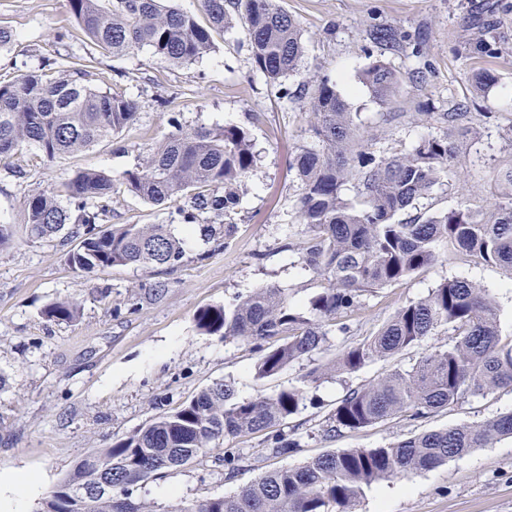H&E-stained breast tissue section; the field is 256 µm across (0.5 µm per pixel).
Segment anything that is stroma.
<instances>
[{"label":"stroma","mask_w":512,"mask_h":512,"mask_svg":"<svg viewBox=\"0 0 512 512\" xmlns=\"http://www.w3.org/2000/svg\"><path fill=\"white\" fill-rule=\"evenodd\" d=\"M500 5L498 58H477L464 48L465 22L490 2ZM298 22L305 53L297 73L278 83L266 81L252 63L243 22L212 33L214 49L201 61L175 67L143 48L115 56L95 45L72 18L68 0H0V24L16 41L0 52V74L36 68L46 57L60 68L81 64L103 72L112 85L138 101V119L116 139L92 149L44 159L33 147L0 156V224L13 235L0 247V475L31 474L36 492L23 498L20 512H41L48 492L74 463L97 448L145 426L176 408L206 385L234 379L240 397L270 394L299 385L307 370L297 364L258 383L257 354L251 345L201 334L197 310L221 305L238 294L274 286L286 289L296 306L318 291L319 278L304 270L285 243L305 234L295 203L298 180L293 163L309 143V103L314 81L329 76L348 102L377 154L413 144L447 124L412 122L416 112H459L454 129L466 183L451 182L435 193L434 210L455 207L467 189L489 198L497 165L512 156V0H278ZM397 27L421 56L385 53L384 61L406 81L396 101L380 105L360 83L369 64L364 32L374 24ZM69 39H61V32ZM489 68L498 81L489 92L474 93V75ZM183 126H238L257 152L241 201L226 215L234 227L225 245L186 235L172 209L155 206L126 192L114 194L104 224H168L186 239V255L174 269L116 266L85 274L67 262L74 244L42 242L23 224L26 201L75 171L108 174L120 185L126 170L148 156L169 132L170 113ZM482 163L472 164L474 151ZM450 278H465L487 288L500 308L503 335L512 334V279L498 267L473 260H444L412 278L364 297L346 332L331 330L327 348L316 357L328 363L345 347L377 331L402 305L423 298ZM164 285L161 296L150 290ZM69 297L80 305L71 322H51L44 309ZM446 330L427 337L422 347L376 361L359 371L329 378L304 391L299 412L290 418L301 443L289 457L264 452V438L224 440L180 471L151 483L143 496L158 506L235 492L272 467L297 466L318 453L374 448L426 430L474 423L512 410V389L466 397L433 416L394 419L329 438L325 421L347 391L393 370L409 367L423 349L447 345ZM238 449L236 473L224 465V451ZM356 512H512V439L478 448L433 470L367 488Z\"/></svg>","instance_id":"35a3bbf8"}]
</instances>
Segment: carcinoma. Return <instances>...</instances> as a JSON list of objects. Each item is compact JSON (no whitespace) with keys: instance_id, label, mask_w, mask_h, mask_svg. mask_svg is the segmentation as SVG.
I'll return each mask as SVG.
<instances>
[{"instance_id":"obj_1","label":"carcinoma","mask_w":512,"mask_h":512,"mask_svg":"<svg viewBox=\"0 0 512 512\" xmlns=\"http://www.w3.org/2000/svg\"><path fill=\"white\" fill-rule=\"evenodd\" d=\"M209 25L202 26L162 0H68L83 33L114 55L147 47L177 66H189L213 48L211 31L247 25L257 70L273 83L298 70L305 53L299 24L277 0H201ZM471 54H499L491 19L466 23ZM381 51L404 49L389 24L366 29ZM360 80L382 104L391 102L403 76L382 59L365 67ZM490 69L478 72L474 90L495 85ZM136 100L112 89L105 76L83 68L62 72L42 66L0 79V156L24 146L44 158L93 147L133 124ZM465 112H450L448 131L429 134L408 149L378 156L327 76L316 80L310 102L312 145L298 152L296 214L308 229L286 246L303 268L325 286L303 308L274 286L238 294L194 315L197 329L224 340H240L258 353L254 377L264 382L288 366L325 349L326 326L343 332L361 298L448 257H473L512 277V157L503 161L494 201L463 203L430 212L419 203L458 177L459 148L453 134ZM171 131L143 163L125 172V190L145 202L177 205L174 221L198 227L207 242L227 239L234 228L224 215L240 203L244 180L257 161L247 131L237 126L185 128L169 118ZM114 193L110 176L82 170L51 190L34 192L25 209L31 237L51 242L76 238L69 265L94 274L115 266L172 268L185 256V240L167 224H100ZM405 212L407 217L397 218ZM80 306L59 299L44 310L52 321H73ZM444 327L452 344L423 353L409 368H395L369 385L348 391L336 403L324 433L345 431L403 417L428 418L464 396L512 388V336L500 330L496 301L468 280L445 279L428 295L399 307L377 332L346 347L332 367L316 364L306 385L335 369L353 373L375 361L420 345ZM304 399L301 387L282 388L252 399L238 396L230 379L216 381L108 448L81 458L49 492L42 512H152L134 492L207 453L226 438L266 434L270 455L288 456L300 442L287 429ZM501 438H512V411L482 422L424 431L375 448L327 451L299 466L267 470L235 493L177 500L167 512H355L365 488L431 470ZM106 482L112 494L98 491Z\"/></svg>"}]
</instances>
